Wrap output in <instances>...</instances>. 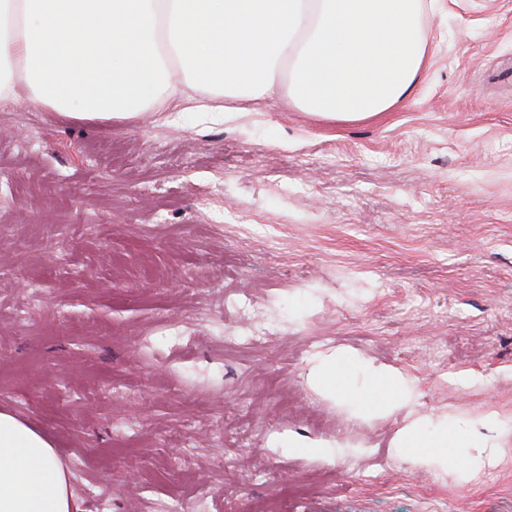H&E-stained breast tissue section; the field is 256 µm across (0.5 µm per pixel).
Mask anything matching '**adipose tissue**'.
<instances>
[{
  "label": "adipose tissue",
  "mask_w": 512,
  "mask_h": 512,
  "mask_svg": "<svg viewBox=\"0 0 512 512\" xmlns=\"http://www.w3.org/2000/svg\"><path fill=\"white\" fill-rule=\"evenodd\" d=\"M421 0H0V102L18 97L77 120L129 121L183 101L220 115L273 92L330 121L406 101L425 66ZM364 373L368 385L354 382ZM313 378L329 395L392 410L402 381L338 351ZM400 445L447 463L471 433L418 420ZM0 512H77L52 442L0 411Z\"/></svg>",
  "instance_id": "obj_1"
}]
</instances>
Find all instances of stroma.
<instances>
[{
	"label": "stroma",
	"instance_id": "1",
	"mask_svg": "<svg viewBox=\"0 0 512 512\" xmlns=\"http://www.w3.org/2000/svg\"><path fill=\"white\" fill-rule=\"evenodd\" d=\"M423 2L415 93L365 121L0 105V409L52 439L78 512H512V0ZM238 301L278 333L230 343ZM337 351L397 371L398 407L318 389ZM489 409L465 469L399 446Z\"/></svg>",
	"mask_w": 512,
	"mask_h": 512
}]
</instances>
